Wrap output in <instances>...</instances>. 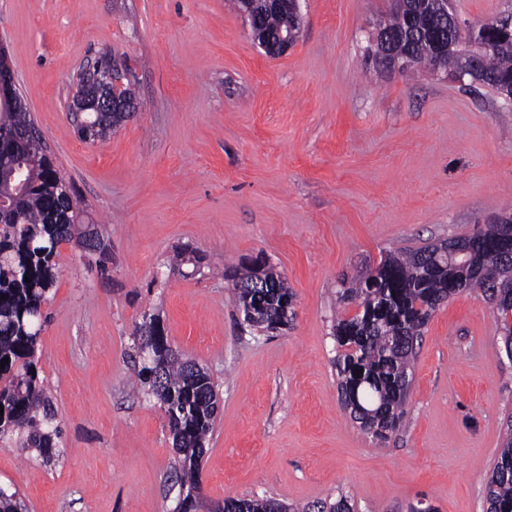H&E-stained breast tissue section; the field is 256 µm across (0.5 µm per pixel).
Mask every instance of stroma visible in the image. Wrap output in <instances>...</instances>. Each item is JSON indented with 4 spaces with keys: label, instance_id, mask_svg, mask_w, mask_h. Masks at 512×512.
Returning <instances> with one entry per match:
<instances>
[{
    "label": "stroma",
    "instance_id": "1",
    "mask_svg": "<svg viewBox=\"0 0 512 512\" xmlns=\"http://www.w3.org/2000/svg\"><path fill=\"white\" fill-rule=\"evenodd\" d=\"M390 0H301L295 46L267 56L234 0H0V42L47 152L103 254L59 247L36 363L63 436L51 464L0 447L28 512H175L185 496L160 401L128 386L144 314L207 370L219 407L201 494L356 512H485L512 415L491 305L448 300L417 350L403 425L364 433L341 403L338 302L389 252L486 230L512 212V101L426 70L378 67ZM112 53L138 108L79 139L72 77ZM199 270L183 276L175 257ZM264 259L294 294L288 329L247 326L231 274Z\"/></svg>",
    "mask_w": 512,
    "mask_h": 512
}]
</instances>
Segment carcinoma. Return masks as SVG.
Wrapping results in <instances>:
<instances>
[{"instance_id":"cac0c4a2","label":"carcinoma","mask_w":512,"mask_h":512,"mask_svg":"<svg viewBox=\"0 0 512 512\" xmlns=\"http://www.w3.org/2000/svg\"><path fill=\"white\" fill-rule=\"evenodd\" d=\"M410 11L390 12L384 26L401 38L398 50L408 66H421L434 54L431 40L414 31L408 13L423 19L437 14L438 0H409ZM444 38L454 48L444 68L453 74L469 61L481 84L502 91L512 83V37L503 35L485 48H469L443 20ZM34 127L24 104L0 112V182L15 165L29 174L25 193L0 210V444L37 453L48 463L63 429L37 372L35 348L47 316L42 307L59 272L60 244L75 238L77 214L63 195L66 181L44 148L20 147L13 134ZM501 227L468 238L472 254L455 259L439 246L388 254L368 276L338 291V300L354 304L355 315L339 319L333 328L334 360L341 401L360 428L385 441L398 430L406 414L412 369L423 329L436 309L463 292H479L496 311L506 355L512 358V265L487 256L483 246L494 241ZM267 288H253V271L235 279L234 290L244 320L252 327L276 330L294 318V293L285 278L268 267ZM31 282H26L25 277ZM137 346L141 366L138 384L164 406L172 445L180 459L179 482L187 488L180 512L200 507V467L204 443L213 429L218 394L211 375L196 362L170 348L159 321L151 316L140 325ZM487 512H512V418L503 446L485 484ZM0 512H25L17 492L0 487ZM222 512H312L307 506L285 505L272 499L227 497ZM317 512H353L349 497L324 501Z\"/></svg>"}]
</instances>
